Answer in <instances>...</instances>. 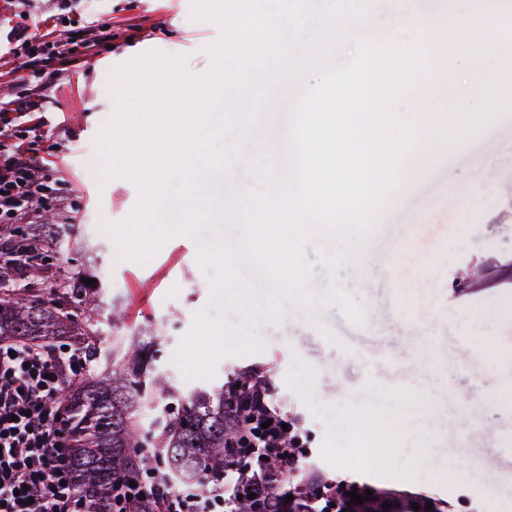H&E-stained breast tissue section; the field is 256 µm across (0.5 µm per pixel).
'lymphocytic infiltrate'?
I'll return each mask as SVG.
<instances>
[{
	"mask_svg": "<svg viewBox=\"0 0 512 512\" xmlns=\"http://www.w3.org/2000/svg\"><path fill=\"white\" fill-rule=\"evenodd\" d=\"M6 41L19 59L48 65L66 54L64 44L26 26L12 27ZM39 106L30 94L0 100V237L8 236L12 225L28 223L32 201L47 209L65 206L64 196L42 180L37 156L19 133ZM88 371V357L77 347L0 345V512H77L80 498L65 462L67 440L58 415L65 379H80ZM238 424L251 434L255 450L227 459L222 487L203 494L161 487L153 512H237L241 495L250 492L264 496L269 512H277L271 487L306 467L301 428L289 413L262 399ZM269 454L279 459L277 471L265 462Z\"/></svg>",
	"mask_w": 512,
	"mask_h": 512,
	"instance_id": "obj_1",
	"label": "lymphocytic infiltrate"
}]
</instances>
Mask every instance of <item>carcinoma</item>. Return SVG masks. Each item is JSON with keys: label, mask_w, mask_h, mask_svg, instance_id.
Returning a JSON list of instances; mask_svg holds the SVG:
<instances>
[{"label": "carcinoma", "mask_w": 512, "mask_h": 512, "mask_svg": "<svg viewBox=\"0 0 512 512\" xmlns=\"http://www.w3.org/2000/svg\"><path fill=\"white\" fill-rule=\"evenodd\" d=\"M60 224H40L7 247L28 268L40 273L42 250L62 244ZM24 289L0 279V342L28 340L50 344L65 336L72 324L70 299L88 315L98 308V289L57 282L42 295L25 299ZM126 347L112 343V361L85 378L65 402L68 446L66 460L84 512H151L150 500L120 501V487L147 481L157 488L171 485L205 489L224 483L228 449L224 438L235 421L224 412V397L241 403L250 397V375L241 372L226 388L186 392L166 380L153 364V332ZM178 402L163 409L151 429L143 432L137 417L155 411L159 394ZM152 449V455L141 452Z\"/></svg>", "instance_id": "carcinoma-1"}]
</instances>
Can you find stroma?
<instances>
[{"label":"stroma","mask_w":512,"mask_h":512,"mask_svg":"<svg viewBox=\"0 0 512 512\" xmlns=\"http://www.w3.org/2000/svg\"><path fill=\"white\" fill-rule=\"evenodd\" d=\"M355 6L379 39L391 37L397 22L425 13L469 19L491 12L512 29V0H356ZM20 22L74 45L45 92L44 123L32 142L67 208L36 204L32 211L41 224L73 223L74 236L46 257L44 274L70 281L93 276L102 350L136 330L159 329L157 369L182 389L218 387L237 372L258 369L272 385L269 400L297 417L309 467L328 479L437 500L446 512H512V286L502 280L465 293L451 286L456 269L473 256L495 272L512 267V104L493 119L494 135L481 149L470 150L467 137L441 147L417 179L392 193L369 232L365 271L342 266L329 274L324 262L335 258V241L308 238L302 256L313 268L305 296L285 303L279 321L260 322L262 351L224 358L214 378L189 380L172 356L210 299L198 245L177 234L142 263L119 253L106 227L124 221L140 193L131 179L109 177L101 136L116 116V68L159 52L184 58L190 74L204 75L211 67L207 48L221 30L193 18L191 0H74L62 20L51 19L47 0H0V30ZM312 83L307 75L280 81L241 161L218 180L219 196L258 187L248 169L253 158L269 153L276 164L288 161V108ZM356 308L367 309L374 322L369 342L402 365L412 363L415 343L430 338L436 362L420 364L413 386L432 398L428 410L410 400L368 408L349 396L364 373L355 360L337 361L335 346L320 341L319 327H345ZM471 396L484 399L485 408L472 410ZM377 418L399 451L373 465L358 435ZM469 424L498 435L467 451ZM452 459L457 468H449ZM489 473L495 482L486 481Z\"/></svg>","instance_id":"1"}]
</instances>
